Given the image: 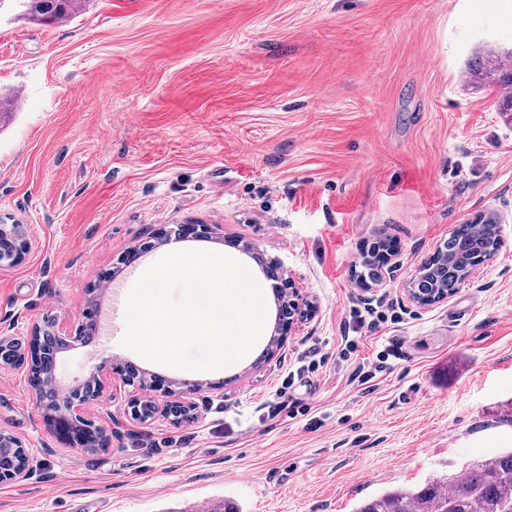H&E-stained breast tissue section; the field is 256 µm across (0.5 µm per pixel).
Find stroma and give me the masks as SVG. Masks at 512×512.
<instances>
[{
  "instance_id": "obj_1",
  "label": "stroma",
  "mask_w": 512,
  "mask_h": 512,
  "mask_svg": "<svg viewBox=\"0 0 512 512\" xmlns=\"http://www.w3.org/2000/svg\"><path fill=\"white\" fill-rule=\"evenodd\" d=\"M512 48V0H86L30 22L0 0V222L23 262L0 267V321L75 335L129 251L144 272L189 241L243 264L281 262L317 306L268 359L210 371L147 360L99 330L61 353L57 386L104 361L154 374L151 396L198 383L195 419L140 420L138 386L104 381L86 416L104 445L50 430L24 369L0 363V433L31 477L0 512H354L512 449V112L466 82L475 49ZM501 215V247L447 301L406 290L450 234ZM394 241L393 274L363 253ZM381 303L359 329L351 313ZM388 359H381V352Z\"/></svg>"
}]
</instances>
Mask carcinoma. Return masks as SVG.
Segmentation results:
<instances>
[{
  "mask_svg": "<svg viewBox=\"0 0 512 512\" xmlns=\"http://www.w3.org/2000/svg\"><path fill=\"white\" fill-rule=\"evenodd\" d=\"M85 0H30L29 14L45 24L72 21L82 13ZM510 52L480 48L466 78L498 89L512 88ZM499 249L497 225L465 224L437 253V263L448 266V278L438 282L420 278L424 288H457L471 273L474 258ZM355 512H512V449L477 461L460 472L435 478L418 490L394 489L359 505Z\"/></svg>",
  "mask_w": 512,
  "mask_h": 512,
  "instance_id": "carcinoma-1",
  "label": "carcinoma"
}]
</instances>
